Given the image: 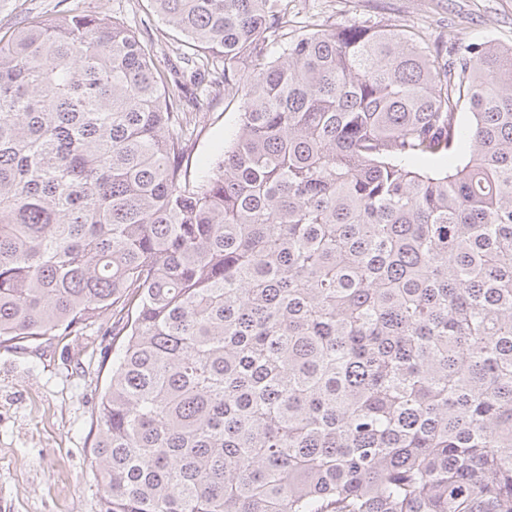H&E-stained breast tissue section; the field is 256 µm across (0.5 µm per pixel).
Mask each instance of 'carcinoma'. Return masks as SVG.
<instances>
[{"mask_svg": "<svg viewBox=\"0 0 512 512\" xmlns=\"http://www.w3.org/2000/svg\"><path fill=\"white\" fill-rule=\"evenodd\" d=\"M151 2L239 97L199 181L118 18L0 37V343L122 337L101 512H512V47Z\"/></svg>", "mask_w": 512, "mask_h": 512, "instance_id": "cac0c4a2", "label": "carcinoma"}]
</instances>
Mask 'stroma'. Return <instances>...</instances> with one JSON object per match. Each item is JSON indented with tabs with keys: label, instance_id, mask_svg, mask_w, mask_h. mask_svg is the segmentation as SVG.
Instances as JSON below:
<instances>
[{
	"label": "stroma",
	"instance_id": "35a3bbf8",
	"mask_svg": "<svg viewBox=\"0 0 512 512\" xmlns=\"http://www.w3.org/2000/svg\"><path fill=\"white\" fill-rule=\"evenodd\" d=\"M88 2L139 37L155 35L151 57L169 74L181 35L149 0ZM290 7L298 21L315 25L397 24L450 53L477 40L512 46V0H292ZM239 118L238 100L211 96L181 161L189 179L207 174ZM111 367L112 339L99 332L0 346V512H100L92 420Z\"/></svg>",
	"mask_w": 512,
	"mask_h": 512
}]
</instances>
